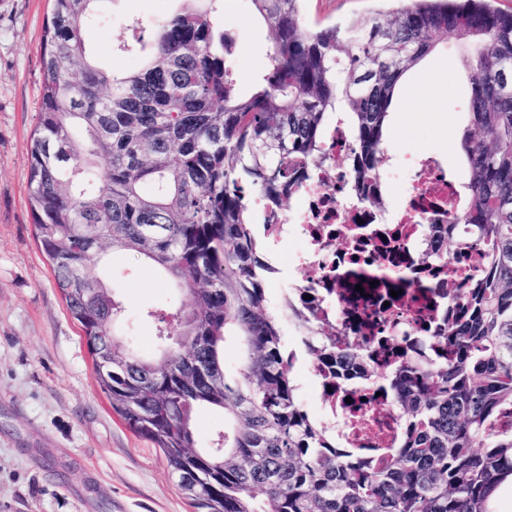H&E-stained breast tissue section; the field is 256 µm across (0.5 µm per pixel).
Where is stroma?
Returning a JSON list of instances; mask_svg holds the SVG:
<instances>
[{
    "mask_svg": "<svg viewBox=\"0 0 512 512\" xmlns=\"http://www.w3.org/2000/svg\"><path fill=\"white\" fill-rule=\"evenodd\" d=\"M176 0H101L110 23L89 29L91 58L123 72L116 53L131 29L150 30ZM379 0H303L308 26L366 18ZM51 0H0V512H194L162 452L113 413L97 387L79 325L55 286L28 203L30 151L41 108V51ZM220 23L238 46L231 66L250 85L267 63L271 34L242 0H223ZM466 49L448 37L401 79L387 149L401 163L420 150L466 175L460 140L471 86ZM98 272L118 289L136 350L154 355L149 314L176 304L169 281L135 255L108 254Z\"/></svg>",
    "mask_w": 512,
    "mask_h": 512,
    "instance_id": "obj_1",
    "label": "stroma"
}]
</instances>
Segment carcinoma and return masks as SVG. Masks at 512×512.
Segmentation results:
<instances>
[{"mask_svg": "<svg viewBox=\"0 0 512 512\" xmlns=\"http://www.w3.org/2000/svg\"><path fill=\"white\" fill-rule=\"evenodd\" d=\"M42 45L41 111L28 197L56 287L95 361L112 410L164 455L196 512H495L512 476V11L492 0H401L387 15L319 29L302 0H245L267 25L268 63L249 91L224 55L222 0H177L148 40L120 49L124 74L92 63L84 33L99 0H51ZM470 48L469 123L461 138L467 208L434 224L425 261L480 256L455 307L425 337L421 358L394 337L350 338L318 320L306 353L347 358L391 403L402 436L370 465L336 444V412L312 417L295 381L287 318L265 291L270 222L261 192L283 209L305 172L331 160L326 128L342 121L348 184L378 183L387 122L403 75L448 35ZM263 226L258 234L257 225ZM109 248L132 252L174 284L179 307L152 312L158 355L118 339L115 291L96 274ZM242 354L232 370L224 344ZM112 347V367L97 358ZM224 418L211 445L194 420Z\"/></svg>", "mask_w": 512, "mask_h": 512, "instance_id": "1", "label": "carcinoma"}]
</instances>
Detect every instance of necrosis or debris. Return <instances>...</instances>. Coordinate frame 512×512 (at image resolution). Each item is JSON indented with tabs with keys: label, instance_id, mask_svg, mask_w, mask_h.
<instances>
[{
	"label": "necrosis or debris",
	"instance_id": "1",
	"mask_svg": "<svg viewBox=\"0 0 512 512\" xmlns=\"http://www.w3.org/2000/svg\"><path fill=\"white\" fill-rule=\"evenodd\" d=\"M410 170L404 205L387 213L361 209L345 174L325 164L304 180L293 207L277 213L274 228L277 241L299 243L294 263L313 269V295L322 319L350 329L381 315L391 335L418 345L424 315L411 296L391 302L382 313L364 303L353 309L344 299L345 289L336 285L349 266L366 265L390 279L415 276L428 248L430 225L445 223L460 195L447 166L430 154H417ZM337 423L348 448H391L401 436L396 412L385 406H363L358 417H341Z\"/></svg>",
	"mask_w": 512,
	"mask_h": 512
}]
</instances>
